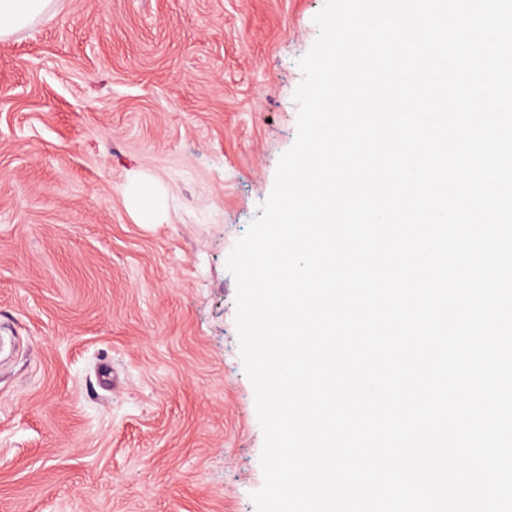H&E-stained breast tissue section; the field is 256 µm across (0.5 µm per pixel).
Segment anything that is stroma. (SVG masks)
<instances>
[{"label": "stroma", "instance_id": "stroma-1", "mask_svg": "<svg viewBox=\"0 0 512 512\" xmlns=\"http://www.w3.org/2000/svg\"><path fill=\"white\" fill-rule=\"evenodd\" d=\"M324 4L56 0L0 39V512H255L226 261ZM132 195L143 216L150 218L160 203L159 195L154 187L145 182L137 183L132 188Z\"/></svg>", "mask_w": 512, "mask_h": 512}]
</instances>
